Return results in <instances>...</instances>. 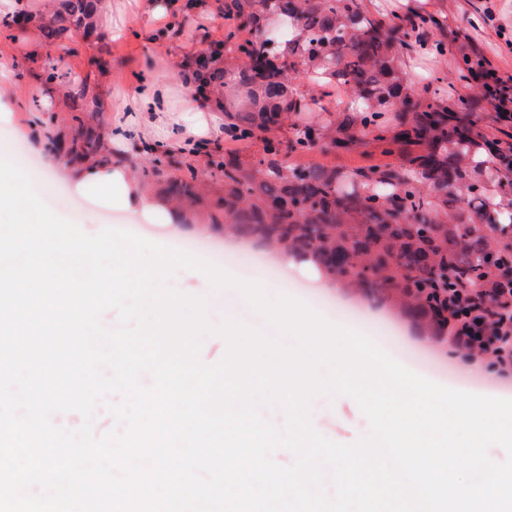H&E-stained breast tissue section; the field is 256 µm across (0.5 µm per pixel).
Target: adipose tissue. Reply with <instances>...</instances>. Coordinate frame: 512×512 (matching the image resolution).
<instances>
[{
	"instance_id": "obj_1",
	"label": "adipose tissue",
	"mask_w": 512,
	"mask_h": 512,
	"mask_svg": "<svg viewBox=\"0 0 512 512\" xmlns=\"http://www.w3.org/2000/svg\"><path fill=\"white\" fill-rule=\"evenodd\" d=\"M193 82L194 71L190 68L180 70L174 79L148 72L137 80L131 94L107 101L103 109L112 115V145L155 152L172 147L202 151L205 142L223 133L224 119L220 115L221 104L210 99L191 94L174 99L175 84ZM70 180L75 192L101 195L105 202L126 210L132 219L154 220L162 215L153 196L125 168L112 165L108 159L88 158L72 164ZM184 270L185 283L190 288L235 289L256 312L277 320L289 335L309 338V318L289 300L268 303L252 281L221 276L200 279L189 262Z\"/></svg>"
}]
</instances>
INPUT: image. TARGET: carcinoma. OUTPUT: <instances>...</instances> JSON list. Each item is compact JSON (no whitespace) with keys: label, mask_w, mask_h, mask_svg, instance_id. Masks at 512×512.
Returning <instances> with one entry per match:
<instances>
[{"label":"carcinoma","mask_w":512,"mask_h":512,"mask_svg":"<svg viewBox=\"0 0 512 512\" xmlns=\"http://www.w3.org/2000/svg\"><path fill=\"white\" fill-rule=\"evenodd\" d=\"M262 27L267 10L294 32L288 51L254 39L237 46L246 58L242 82L264 96L258 129L283 112L302 111L287 83L300 59L322 79H336L357 104L328 124H307L284 143L263 138L253 165L225 153L224 224L239 237L287 249L369 301L402 308L410 321L440 342L448 313V288L462 280L488 288L495 271H512V154L487 161L474 115L475 98L420 97L406 91L396 54L412 34L433 22L376 17L362 0H247ZM85 0H65L52 35L70 30ZM387 145L402 163L347 169L282 160L283 152L341 149L360 152L364 136Z\"/></svg>","instance_id":"carcinoma-1"}]
</instances>
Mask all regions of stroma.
<instances>
[{"label": "stroma", "mask_w": 512, "mask_h": 512, "mask_svg": "<svg viewBox=\"0 0 512 512\" xmlns=\"http://www.w3.org/2000/svg\"><path fill=\"white\" fill-rule=\"evenodd\" d=\"M51 12L30 17L22 24L1 27L0 55L17 57L12 88L0 94V152L10 155L14 163L28 168L37 163L40 170L51 165L44 150L46 142L59 145L62 151L83 147L86 138L99 143V152H110L109 116L96 107V100H108L133 89L143 72L170 74L180 70L183 62L219 53L225 71L241 70L240 53L221 51L217 42L235 27L224 15L233 0H176L163 18L156 20V41L145 42L139 35L141 18L134 11L124 15L127 36L115 39L104 29L95 27L89 15H81L77 30L60 37L50 36L52 11L60 10L62 0H51ZM366 10L374 15L433 16L437 24L429 28L424 45L401 54L396 61L401 75L417 80L429 74V90L443 95H468L470 87L457 79V67L466 56L478 54L503 78L512 77V0H364ZM38 37L47 52L44 77H36L19 55L30 37ZM447 48L445 56L435 54L436 42ZM87 84L90 97L74 104L72 94L80 84ZM290 95L309 103L304 112L283 114L271 127L272 136L287 140L295 125L325 123L335 119L342 106L335 87L317 86L307 77L293 81ZM233 147L244 163L251 164L263 155V142L253 137L248 143H230L227 137L212 140L202 156L180 153L157 156L151 152L126 151L112 154V161L129 169L149 193L168 200L171 182L188 181L198 200L192 213L169 219L139 221L143 238L171 247L179 240H194L189 230L193 224H213L224 220V177L218 165L226 147ZM42 200L58 216L74 222L94 220L102 224L111 216L112 226L128 230L131 223L125 210L106 204L97 195L74 192L61 180H53ZM369 322L391 321L402 353L398 360L409 364L417 360L421 376L437 369L450 374L449 388L496 398L512 399V389L499 387L494 373L477 377L467 375L468 363L463 351L453 345L434 343L416 326L394 316L387 307L367 309ZM311 421L326 438L349 444L369 430L367 418L360 410L342 402L336 395H321L312 402Z\"/></svg>", "instance_id": "stroma-1"}]
</instances>
